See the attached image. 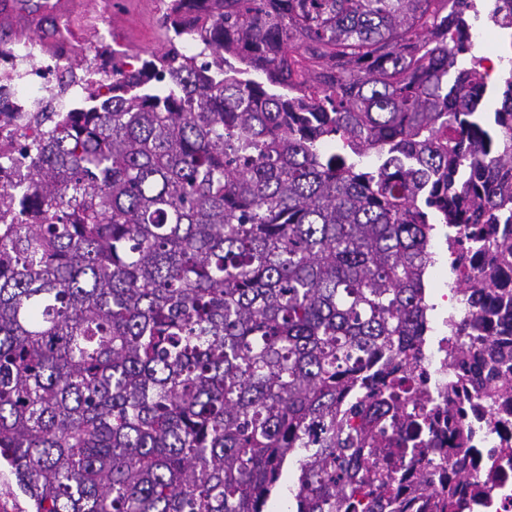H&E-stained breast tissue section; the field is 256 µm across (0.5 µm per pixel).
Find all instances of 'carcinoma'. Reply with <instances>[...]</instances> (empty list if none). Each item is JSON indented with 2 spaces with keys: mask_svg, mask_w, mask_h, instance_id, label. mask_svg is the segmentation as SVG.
Returning <instances> with one entry per match:
<instances>
[{
  "mask_svg": "<svg viewBox=\"0 0 512 512\" xmlns=\"http://www.w3.org/2000/svg\"><path fill=\"white\" fill-rule=\"evenodd\" d=\"M476 0H168L171 49L0 153V459L35 512H379L436 225L469 305L449 355L512 405V70ZM193 27L200 51L176 42ZM403 423L382 442L352 422ZM372 449L366 466L360 449ZM461 489L432 512H463ZM488 4H487V2ZM503 0H481L477 1V7L480 10V18L479 22H476L474 27L471 30L472 33V41L475 47V54L480 57L488 58L487 61L484 62V66L488 67L492 64L495 65V71L489 78V84H498L502 85L498 80L504 76L503 68L504 63H500L496 58L497 55L491 54L486 50V46L483 39V18L486 16V12L488 11V20L491 24L487 27L486 30V44L487 47L498 54L499 59L506 56L509 43L512 45V29L510 33L501 28L494 20V12L497 9V6L501 4ZM492 59V62L490 60ZM499 62V66H498Z\"/></svg>",
  "mask_w": 512,
  "mask_h": 512,
  "instance_id": "obj_1",
  "label": "carcinoma"
}]
</instances>
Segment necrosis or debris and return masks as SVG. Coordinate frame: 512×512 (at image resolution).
Here are the masks:
<instances>
[{
	"instance_id": "1",
	"label": "necrosis or debris",
	"mask_w": 512,
	"mask_h": 512,
	"mask_svg": "<svg viewBox=\"0 0 512 512\" xmlns=\"http://www.w3.org/2000/svg\"><path fill=\"white\" fill-rule=\"evenodd\" d=\"M66 66L65 57L46 58L43 43L34 38L0 48V151H17L28 140L32 113L45 102L62 108L64 95L55 83ZM429 398L423 412L438 420L437 430L418 444L413 463L404 472L413 482L390 505L392 512H430L428 496L442 478L457 471L459 451L448 423V338L422 349L416 369ZM473 430L464 512H512V415L490 410L486 403L469 408Z\"/></svg>"
}]
</instances>
